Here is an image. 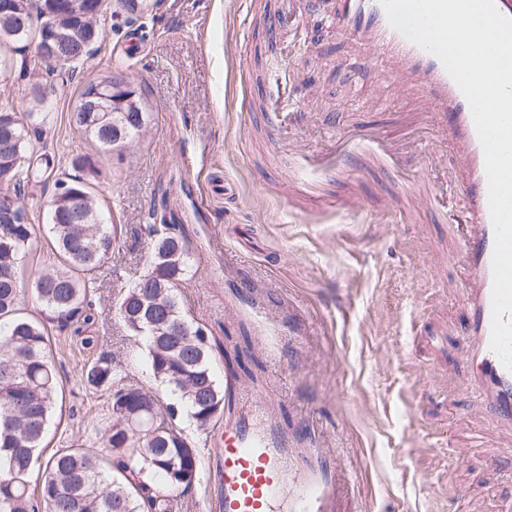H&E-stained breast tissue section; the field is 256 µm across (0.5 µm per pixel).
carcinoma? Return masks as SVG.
<instances>
[{
  "label": "carcinoma",
  "instance_id": "carcinoma-1",
  "mask_svg": "<svg viewBox=\"0 0 512 512\" xmlns=\"http://www.w3.org/2000/svg\"><path fill=\"white\" fill-rule=\"evenodd\" d=\"M37 24L18 37L0 35V46L16 50L40 42L44 16L57 12L58 0H19ZM92 44L75 43L65 58L48 64L74 72L90 55ZM146 104L129 84L112 87V111L72 113L84 135L105 149H124L146 126ZM46 113L38 96L26 111L8 94L0 96V138H13L12 150L0 155V512H174L175 499L150 485L162 477L174 491L188 493L201 479L196 449L173 424L158 421L154 398L123 383L113 358L102 355L85 369L87 383L112 390V420L102 448L57 449L46 462L41 453L55 416L59 387L49 337L41 321L21 314L20 266L37 244L35 225L23 202L25 188L43 181L55 168L42 141ZM48 224L53 248L68 270L47 268L35 282L46 309L68 323L83 314L92 275L112 255L116 238L94 201L89 183L63 174L55 181ZM150 268L133 278L117 305L125 326L145 338L153 376L180 395L187 415L200 428L224 413V389L212 368L213 347L202 329L179 309L176 290L188 271V249L171 224L151 225ZM41 481L31 485L34 471Z\"/></svg>",
  "mask_w": 512,
  "mask_h": 512
}]
</instances>
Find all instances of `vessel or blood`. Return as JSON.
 <instances>
[{
  "mask_svg": "<svg viewBox=\"0 0 512 512\" xmlns=\"http://www.w3.org/2000/svg\"><path fill=\"white\" fill-rule=\"evenodd\" d=\"M329 17L336 33L355 43V63L380 68L423 111L437 116L440 135L455 150L457 189L466 202L465 233L456 244L467 275L461 356L469 368L468 389L512 446V371L491 348L494 228L485 156L470 106L439 58L390 25L380 0H332ZM347 155L341 146L330 157L305 150L299 170L313 185ZM216 455L213 479L221 488V512H276L283 500L288 512H341L338 503L348 485L330 452L289 448L263 411L225 425L224 446Z\"/></svg>",
  "mask_w": 512,
  "mask_h": 512,
  "instance_id": "1",
  "label": "vessel or blood"
}]
</instances>
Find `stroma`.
Instances as JSON below:
<instances>
[{
	"label": "stroma",
	"mask_w": 512,
	"mask_h": 512,
	"mask_svg": "<svg viewBox=\"0 0 512 512\" xmlns=\"http://www.w3.org/2000/svg\"><path fill=\"white\" fill-rule=\"evenodd\" d=\"M269 51L258 0H149L143 16L110 18L103 41L73 75L13 69L0 77L17 104L34 82L54 84L44 140L67 170L88 156L89 179L120 247L87 295L91 318L60 328L33 283L57 264L45 223L55 186L29 188L41 249L23 264L27 314L45 321L63 389L48 450L99 448L111 420L108 392L86 364L111 355L127 382L172 403L148 368L143 337L114 306L131 271L146 272L149 227L166 222L190 249L177 289L184 316L213 345V369L238 361L236 413L260 408L296 448L330 449L356 476L352 512H507L512 455L489 412H476L460 357L464 274L448 254L463 223L454 150L418 104L376 71L345 66L348 38L317 30L308 0H293ZM120 69L151 121L124 150L106 151L70 123L83 86ZM283 112L301 124L279 125ZM380 130L395 162L351 153L322 192L359 196L365 211L312 210L296 152L328 149ZM429 198L400 204L403 185ZM173 425L212 469L223 419Z\"/></svg>",
	"instance_id": "stroma-1"
}]
</instances>
